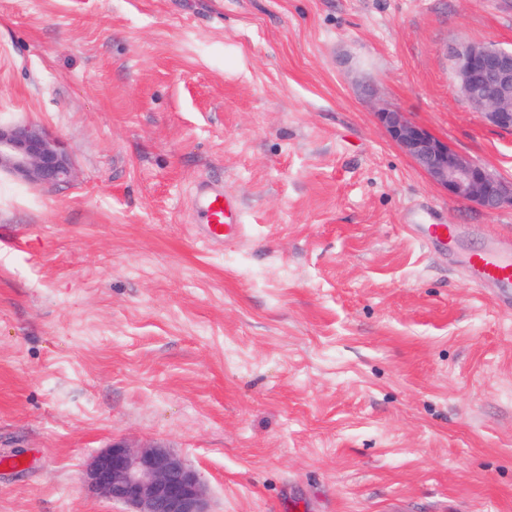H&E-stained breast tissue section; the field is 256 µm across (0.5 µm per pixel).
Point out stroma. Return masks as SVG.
Returning a JSON list of instances; mask_svg holds the SVG:
<instances>
[{"mask_svg":"<svg viewBox=\"0 0 512 512\" xmlns=\"http://www.w3.org/2000/svg\"><path fill=\"white\" fill-rule=\"evenodd\" d=\"M461 41L512 49V0H0V121L74 160L0 172V512H128L84 483L115 442L181 457L211 512H512V311L408 221L511 252L512 207L376 118L512 181ZM202 178L244 240L194 241ZM376 114L390 139L449 196L486 209L512 205V182L457 153L447 142L409 121L404 112L383 109ZM0 170L32 187L67 183L73 173L67 147L31 122L0 123Z\"/></svg>","mask_w":512,"mask_h":512,"instance_id":"1","label":"stroma"}]
</instances>
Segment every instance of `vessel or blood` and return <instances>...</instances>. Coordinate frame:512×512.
<instances>
[{
  "instance_id": "vessel-or-blood-1",
  "label": "vessel or blood",
  "mask_w": 512,
  "mask_h": 512,
  "mask_svg": "<svg viewBox=\"0 0 512 512\" xmlns=\"http://www.w3.org/2000/svg\"><path fill=\"white\" fill-rule=\"evenodd\" d=\"M193 204L200 222L193 230L194 239L204 245L235 241L246 232V212L241 202L210 180H200ZM465 270L474 285L494 282L503 306L512 305V253L495 246L470 253Z\"/></svg>"
}]
</instances>
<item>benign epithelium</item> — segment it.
<instances>
[{
	"instance_id": "7a95c632",
	"label": "benign epithelium",
	"mask_w": 512,
	"mask_h": 512,
	"mask_svg": "<svg viewBox=\"0 0 512 512\" xmlns=\"http://www.w3.org/2000/svg\"><path fill=\"white\" fill-rule=\"evenodd\" d=\"M461 94L489 125L512 130V49L466 41L451 51ZM392 141L448 195L486 209L512 205V182L454 151L448 143L396 109L377 112ZM0 170L38 187L71 180L67 147L31 122L0 123ZM89 490L134 512H209L200 475L160 446L134 448L113 443L88 465Z\"/></svg>"
}]
</instances>
